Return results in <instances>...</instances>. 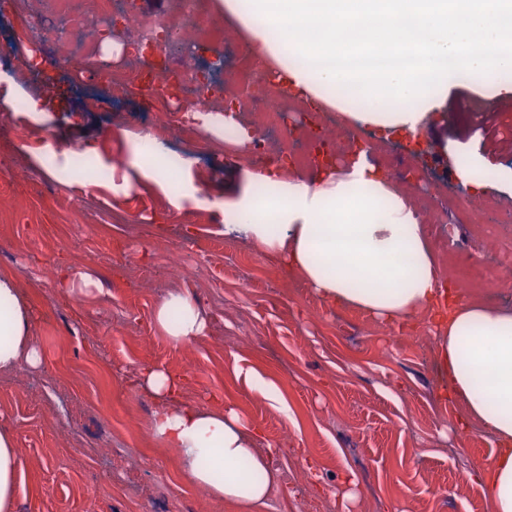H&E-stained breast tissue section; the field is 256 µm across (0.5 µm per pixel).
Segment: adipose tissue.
<instances>
[{
    "label": "adipose tissue",
    "mask_w": 512,
    "mask_h": 512,
    "mask_svg": "<svg viewBox=\"0 0 512 512\" xmlns=\"http://www.w3.org/2000/svg\"><path fill=\"white\" fill-rule=\"evenodd\" d=\"M235 16L257 59L314 104L359 102L353 120L415 133L441 111L461 77L472 89L512 96V0H215ZM307 42L294 50L286 26ZM458 179L478 190L512 193V168L474 181L482 158L454 149ZM224 204V231L273 256L311 288L320 305L359 310L403 334L422 318L435 328L440 396L463 405L462 425L491 436L489 461L476 467L491 512H512V310L458 296L442 270L411 197L389 182L366 153L312 175L262 168ZM156 326L179 347L205 334L208 319L188 294L173 291L156 306ZM32 313L13 275L0 273V373L38 370ZM185 376L143 364L136 387L156 402L150 431L176 450L183 476L236 512H266L282 485L275 450L261 426L213 394L183 400ZM20 457L0 428V512H16Z\"/></svg>",
    "instance_id": "1"
}]
</instances>
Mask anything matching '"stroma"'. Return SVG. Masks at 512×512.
<instances>
[{
    "label": "stroma",
    "mask_w": 512,
    "mask_h": 512,
    "mask_svg": "<svg viewBox=\"0 0 512 512\" xmlns=\"http://www.w3.org/2000/svg\"><path fill=\"white\" fill-rule=\"evenodd\" d=\"M44 8L43 0H12L0 15V48L16 57L14 73L0 74V134L34 175L19 184L0 164V271L15 277L32 309L33 340L47 353L40 370L0 374V428L27 450L17 512H234L184 478L175 449L146 436L154 401L124 381L145 361L178 372L188 360V398L223 394L278 448L284 488L269 512H336L333 499L303 492L302 448L333 490L353 475L352 512H490L468 473L488 461L491 440L477 427L457 435L459 405L436 397L433 345L319 305L276 259L225 237L224 199L255 166L246 152L225 149L223 109L202 116L186 155L160 145L149 160L137 143L168 100L147 89L124 98L97 77L90 90L111 95L109 111L70 98L56 112L17 109L21 96L46 94L26 68L31 52L12 43ZM468 94L461 85L449 91L415 158L423 180L448 199L466 188L450 176L446 146L475 147L488 167H512V139L465 118ZM178 247V287L198 302L208 329L174 347L152 313L169 291L167 256ZM63 262L93 276L86 300L57 287ZM255 373L278 386L289 413L253 391Z\"/></svg>",
    "instance_id": "1"
}]
</instances>
